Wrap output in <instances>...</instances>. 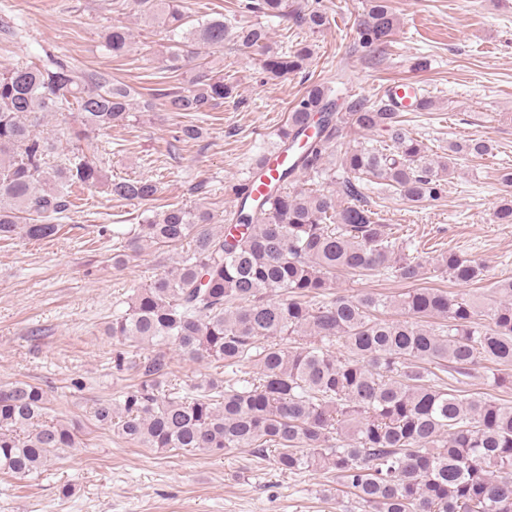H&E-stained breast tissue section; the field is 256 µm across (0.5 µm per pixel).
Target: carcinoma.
<instances>
[{
	"mask_svg": "<svg viewBox=\"0 0 512 512\" xmlns=\"http://www.w3.org/2000/svg\"><path fill=\"white\" fill-rule=\"evenodd\" d=\"M138 4L167 30L162 71L179 76L197 44L224 50V17L190 25L182 0ZM240 8L312 34L329 24L321 0L292 10L288 0H243ZM394 29L389 0H368L361 44L381 47ZM232 34L261 56L271 79L300 72L315 52L305 41L273 50L260 24ZM105 41L114 56L129 47L120 26ZM188 83L164 94L168 111L204 113L236 98V87L207 67ZM132 106L127 86L59 58L0 70V241L57 235L53 220L68 210L74 186L155 199L156 183L109 179L84 156L42 176L52 146L34 132L41 116L75 108L84 134L112 129ZM379 132L384 137L371 145L347 141L350 133ZM275 147L291 152L293 164L254 208L241 202L235 223L208 229V212L172 205L127 239L133 252L186 240L190 248L106 327L120 344L154 354L137 360L116 351L115 369L140 381L119 402H97L94 419L147 448L210 456L248 448L272 456L281 473L327 469L358 512H512V402L467 389L474 367L512 366V278L498 281L492 298L419 285L422 262L395 250L364 194L377 184L413 203L438 201L456 161L489 156L494 145L469 138L435 157L389 101L346 96L339 108L332 87L314 83L290 107ZM300 173L325 187L289 191ZM493 219L512 224V196ZM437 264L462 285L484 275L479 260L452 250ZM382 269L393 270L403 293L333 292L344 276ZM171 349L231 371L170 392ZM246 364L253 373L240 372ZM48 410L41 387L0 385L1 474L36 479L61 450L76 447L74 430Z\"/></svg>",
	"mask_w": 512,
	"mask_h": 512,
	"instance_id": "obj_1",
	"label": "carcinoma"
}]
</instances>
